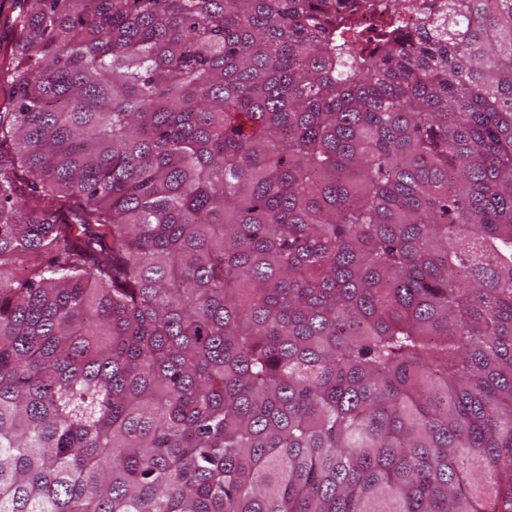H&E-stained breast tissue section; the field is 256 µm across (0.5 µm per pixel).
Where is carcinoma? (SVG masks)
<instances>
[{"label": "carcinoma", "instance_id": "obj_1", "mask_svg": "<svg viewBox=\"0 0 512 512\" xmlns=\"http://www.w3.org/2000/svg\"><path fill=\"white\" fill-rule=\"evenodd\" d=\"M24 2L0 512H512V0Z\"/></svg>", "mask_w": 512, "mask_h": 512}]
</instances>
